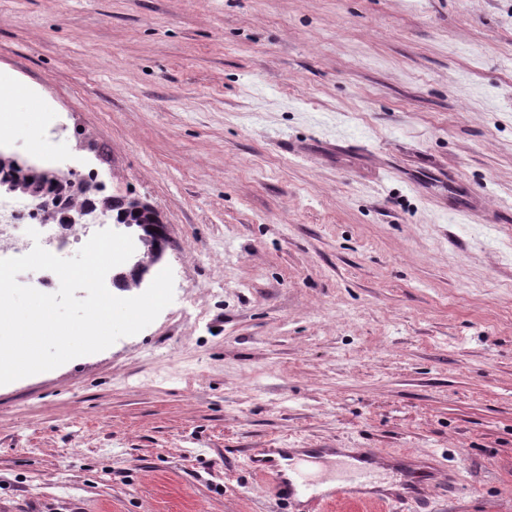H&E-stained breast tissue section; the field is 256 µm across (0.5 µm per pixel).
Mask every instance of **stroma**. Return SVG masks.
Listing matches in <instances>:
<instances>
[{
	"label": "stroma",
	"mask_w": 512,
	"mask_h": 512,
	"mask_svg": "<svg viewBox=\"0 0 512 512\" xmlns=\"http://www.w3.org/2000/svg\"><path fill=\"white\" fill-rule=\"evenodd\" d=\"M0 74L60 130L0 147L150 201L174 273L0 385V512H282L262 448L512 512V0H0Z\"/></svg>",
	"instance_id": "1"
}]
</instances>
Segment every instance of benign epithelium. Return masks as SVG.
I'll return each instance as SVG.
<instances>
[{"mask_svg": "<svg viewBox=\"0 0 512 512\" xmlns=\"http://www.w3.org/2000/svg\"><path fill=\"white\" fill-rule=\"evenodd\" d=\"M11 163L27 169L31 176L38 177L48 175L59 182L68 181L73 174V170L47 169L30 163L15 154L7 157ZM9 197L12 199L34 200L36 195L32 186L28 182L5 181L0 183V197ZM119 200L131 211H150L157 221L156 228L161 235V239L155 241L151 237L142 233L140 226L136 224H115V229L129 234L133 237L135 243V252L127 261V266L137 272V286L141 287L148 283L152 276V271L156 265L161 263L166 255L169 245V237L166 224H164L157 208L147 201L139 198L121 196ZM112 198L102 199L96 203L87 206H77L62 215H57L50 209H45L43 214V223L62 224L64 226L78 224H106L112 218L111 210Z\"/></svg>", "mask_w": 512, "mask_h": 512, "instance_id": "obj_1", "label": "benign epithelium"}]
</instances>
